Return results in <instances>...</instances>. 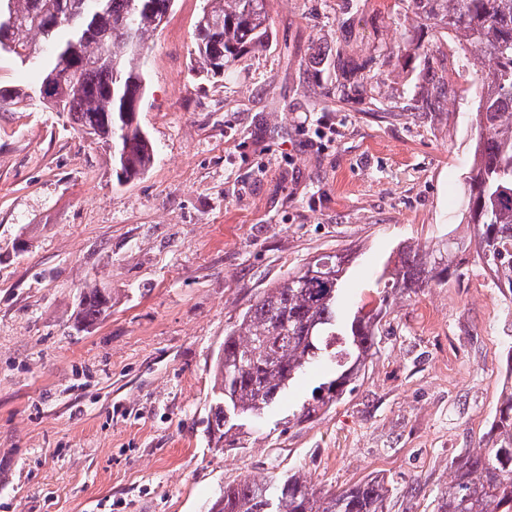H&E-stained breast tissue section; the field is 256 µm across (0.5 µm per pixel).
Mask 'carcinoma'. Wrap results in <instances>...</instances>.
<instances>
[{"label":"carcinoma","instance_id":"cac0c4a2","mask_svg":"<svg viewBox=\"0 0 512 512\" xmlns=\"http://www.w3.org/2000/svg\"><path fill=\"white\" fill-rule=\"evenodd\" d=\"M406 11L434 28L455 33L462 53L482 61L473 110V164L466 177L467 223L474 239L442 241L430 251L405 248L378 292V305L339 321V297L350 257L322 254L273 282L224 336L213 366L215 395L209 432L215 447H234L238 433L226 415L259 416L278 402L303 370L322 356L330 336L345 337L346 364L320 383L298 409L299 422L317 417L353 389L377 344L390 294L429 288L450 269L453 253L475 245L478 262L497 288L512 294V0H405ZM173 0H0V52L38 64L41 87H0V108L38 100L112 148L118 180L143 174L153 145L138 118L146 93V34L166 19ZM267 0H209L195 30L196 72L221 76L245 51L264 46ZM448 96L442 65L423 98L430 111ZM112 308V293L85 288L76 318L90 326ZM489 448L459 458L434 512H512V389L488 432ZM389 489L371 478L323 493L299 471L279 481L248 479L227 485L208 512H386Z\"/></svg>","mask_w":512,"mask_h":512}]
</instances>
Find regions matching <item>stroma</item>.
Masks as SVG:
<instances>
[{
  "mask_svg": "<svg viewBox=\"0 0 512 512\" xmlns=\"http://www.w3.org/2000/svg\"><path fill=\"white\" fill-rule=\"evenodd\" d=\"M206 0H175L147 36L139 120L155 149L117 182L110 154L38 101L0 109V512H207L224 486L302 470L337 491L389 483L388 512H433L455 461L485 445L512 387V296L474 249L398 295L354 389L290 424L307 369L243 449L208 432L216 353L262 288L349 254V312L375 308L402 248L469 238L470 61L431 112L448 37L402 0H269L266 44L193 73ZM363 62L365 93L337 55ZM384 73V83L373 80ZM112 307L77 326L80 291Z\"/></svg>",
  "mask_w": 512,
  "mask_h": 512,
  "instance_id": "obj_1",
  "label": "stroma"
}]
</instances>
